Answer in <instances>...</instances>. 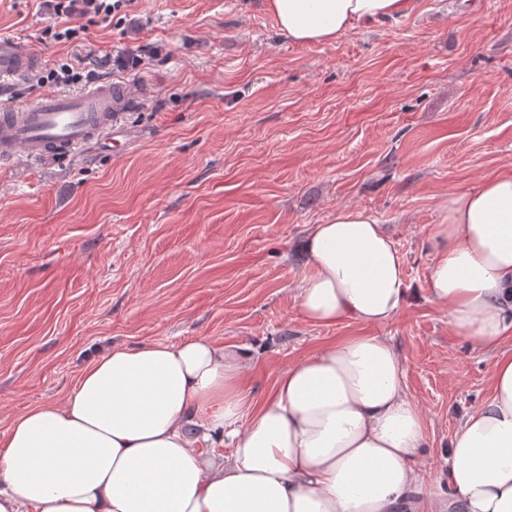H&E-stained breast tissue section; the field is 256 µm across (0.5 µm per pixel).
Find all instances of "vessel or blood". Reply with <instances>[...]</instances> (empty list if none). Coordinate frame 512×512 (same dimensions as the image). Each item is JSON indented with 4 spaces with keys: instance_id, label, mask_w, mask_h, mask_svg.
<instances>
[{
    "instance_id": "obj_1",
    "label": "vessel or blood",
    "mask_w": 512,
    "mask_h": 512,
    "mask_svg": "<svg viewBox=\"0 0 512 512\" xmlns=\"http://www.w3.org/2000/svg\"><path fill=\"white\" fill-rule=\"evenodd\" d=\"M38 62L14 38L0 36V161L20 154L69 159L110 134L118 112L128 107L124 90L109 81L78 92L46 93L27 105L10 100L9 87Z\"/></svg>"
}]
</instances>
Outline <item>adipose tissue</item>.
<instances>
[{"label":"adipose tissue","mask_w":512,"mask_h":512,"mask_svg":"<svg viewBox=\"0 0 512 512\" xmlns=\"http://www.w3.org/2000/svg\"><path fill=\"white\" fill-rule=\"evenodd\" d=\"M264 7L290 42L326 44L412 0ZM431 240L428 300L473 349L497 347L512 333V170L450 194ZM304 248L305 321L381 326L409 304L405 255L368 211L337 209ZM250 359L208 336L112 346L63 401L0 435V512H512V354L495 358L488 398L448 446L444 498L418 493L426 425L387 340L324 345L259 403L242 386Z\"/></svg>","instance_id":"1"}]
</instances>
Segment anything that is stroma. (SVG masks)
Wrapping results in <instances>:
<instances>
[{
	"mask_svg": "<svg viewBox=\"0 0 512 512\" xmlns=\"http://www.w3.org/2000/svg\"><path fill=\"white\" fill-rule=\"evenodd\" d=\"M44 0H0V35L124 86L129 145L75 162H0V434L63 400L115 343L206 335L247 348L255 401L341 336L387 339L426 423L418 473L447 494V451L487 397L491 353L427 299L450 193L512 168V0H414L403 16L296 45L263 0H130L48 35ZM128 52L134 74L105 65ZM339 207L389 225L412 302L385 326L299 314L303 245Z\"/></svg>",
	"mask_w": 512,
	"mask_h": 512,
	"instance_id": "stroma-1",
	"label": "stroma"
}]
</instances>
